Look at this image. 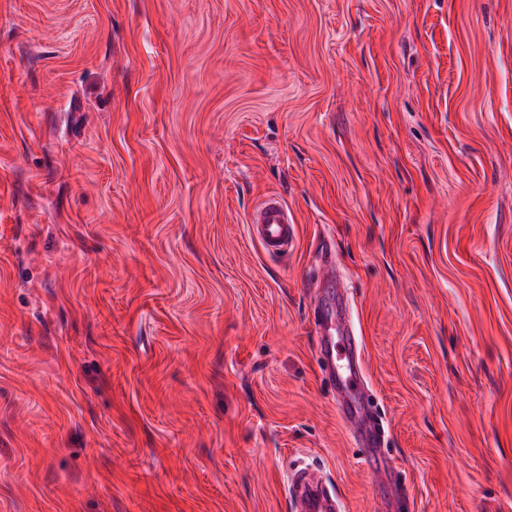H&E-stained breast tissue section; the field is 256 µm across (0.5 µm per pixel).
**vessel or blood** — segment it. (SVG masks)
I'll use <instances>...</instances> for the list:
<instances>
[{"instance_id":"obj_1","label":"vessel or blood","mask_w":512,"mask_h":512,"mask_svg":"<svg viewBox=\"0 0 512 512\" xmlns=\"http://www.w3.org/2000/svg\"><path fill=\"white\" fill-rule=\"evenodd\" d=\"M252 238L272 255L286 252L295 237V224L285 203L270 198L256 205L248 215ZM323 274L319 288L331 289L327 304L314 318L318 336V360L325 364L327 378L345 400L341 413L351 432L365 433L366 418L356 391L364 374L365 364L358 346L350 317L349 299L336 274V264L330 255L320 257ZM292 494L298 495L302 512H335L336 495L318 482L297 473L290 479Z\"/></svg>"}]
</instances>
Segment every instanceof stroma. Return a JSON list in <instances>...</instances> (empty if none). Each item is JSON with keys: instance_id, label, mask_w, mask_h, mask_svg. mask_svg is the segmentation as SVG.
Listing matches in <instances>:
<instances>
[{"instance_id": "stroma-1", "label": "stroma", "mask_w": 512, "mask_h": 512, "mask_svg": "<svg viewBox=\"0 0 512 512\" xmlns=\"http://www.w3.org/2000/svg\"><path fill=\"white\" fill-rule=\"evenodd\" d=\"M298 467L512 512V0H0V512H293ZM247 223L251 237L271 255L288 251L295 237L296 228L288 206L277 198L256 205ZM323 275L319 278L320 293L324 288H336L329 302L314 318L318 336V360L326 365L327 378L336 391L344 393L341 413L350 431L366 435V418L356 390L360 386L365 364L358 347L355 329L350 317L349 299L336 274V264L330 255L320 257Z\"/></svg>"}]
</instances>
